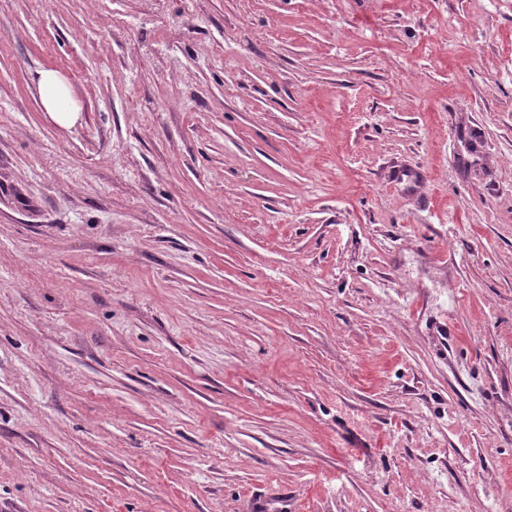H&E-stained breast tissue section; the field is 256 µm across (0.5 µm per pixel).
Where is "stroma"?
I'll list each match as a JSON object with an SVG mask.
<instances>
[{
	"label": "stroma",
	"mask_w": 512,
	"mask_h": 512,
	"mask_svg": "<svg viewBox=\"0 0 512 512\" xmlns=\"http://www.w3.org/2000/svg\"><path fill=\"white\" fill-rule=\"evenodd\" d=\"M258 498L512 512V0H0V512ZM37 75L36 88L44 111L63 127L74 124L80 109L69 82L52 69L41 70Z\"/></svg>",
	"instance_id": "35a3bbf8"
}]
</instances>
